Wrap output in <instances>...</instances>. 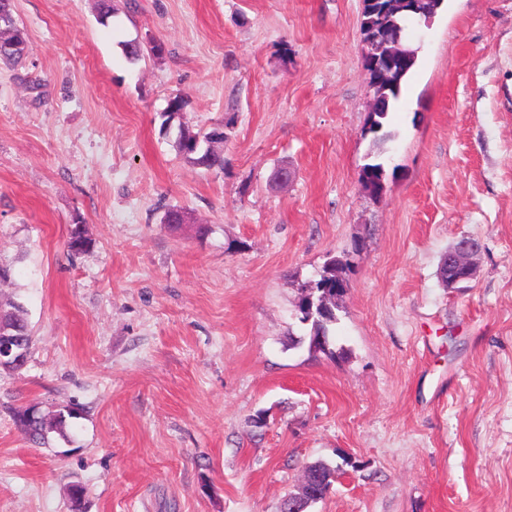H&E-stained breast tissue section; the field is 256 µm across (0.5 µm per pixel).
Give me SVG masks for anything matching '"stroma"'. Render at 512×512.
<instances>
[{
  "instance_id": "obj_1",
  "label": "stroma",
  "mask_w": 512,
  "mask_h": 512,
  "mask_svg": "<svg viewBox=\"0 0 512 512\" xmlns=\"http://www.w3.org/2000/svg\"><path fill=\"white\" fill-rule=\"evenodd\" d=\"M114 7L15 0L28 56L0 65V303L32 336L0 370V512H70L73 484L85 512H279L316 461L336 473L308 512H512V0L411 24L383 141L362 0ZM177 94L193 130L235 115L223 169L162 132ZM464 237L476 276L451 288ZM331 258L335 359L294 317ZM68 406L47 448L15 422ZM417 55L413 53V56L406 60L404 64L398 69L396 79L390 85L382 86L380 90H383V95L388 97V109L386 112H374L370 113V132L377 133L383 128V121L391 112L393 103L396 102L401 94V89L405 83L407 77L416 65Z\"/></svg>"
}]
</instances>
